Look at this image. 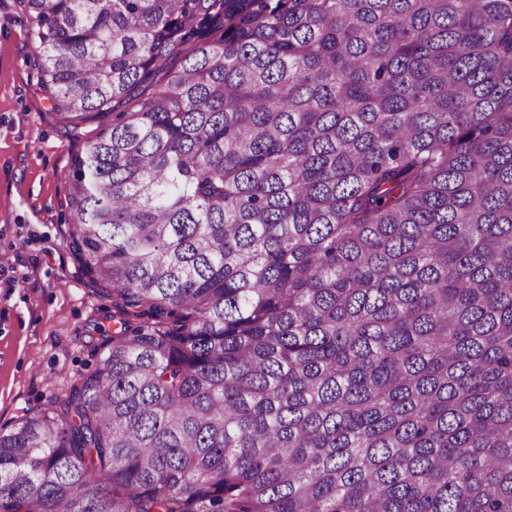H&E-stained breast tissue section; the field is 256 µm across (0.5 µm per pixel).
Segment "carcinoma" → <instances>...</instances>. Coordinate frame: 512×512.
Here are the masks:
<instances>
[{
  "label": "carcinoma",
  "mask_w": 512,
  "mask_h": 512,
  "mask_svg": "<svg viewBox=\"0 0 512 512\" xmlns=\"http://www.w3.org/2000/svg\"><path fill=\"white\" fill-rule=\"evenodd\" d=\"M99 367L0 512H512V0H18Z\"/></svg>",
  "instance_id": "cac0c4a2"
}]
</instances>
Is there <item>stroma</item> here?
Masks as SVG:
<instances>
[{"mask_svg": "<svg viewBox=\"0 0 512 512\" xmlns=\"http://www.w3.org/2000/svg\"><path fill=\"white\" fill-rule=\"evenodd\" d=\"M17 0H0V429L92 372L112 303L69 246L62 174L97 125L69 132L40 91Z\"/></svg>", "mask_w": 512, "mask_h": 512, "instance_id": "obj_1", "label": "stroma"}]
</instances>
